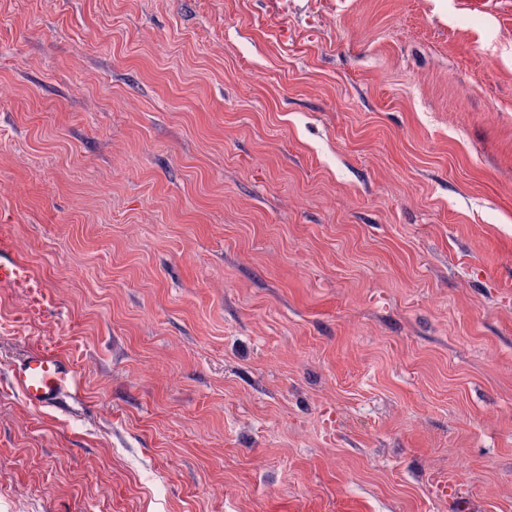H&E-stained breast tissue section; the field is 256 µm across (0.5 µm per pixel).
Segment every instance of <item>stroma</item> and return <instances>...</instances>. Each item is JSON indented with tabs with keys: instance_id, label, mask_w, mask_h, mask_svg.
Wrapping results in <instances>:
<instances>
[{
	"instance_id": "1",
	"label": "stroma",
	"mask_w": 512,
	"mask_h": 512,
	"mask_svg": "<svg viewBox=\"0 0 512 512\" xmlns=\"http://www.w3.org/2000/svg\"><path fill=\"white\" fill-rule=\"evenodd\" d=\"M0 84V512H512V0H0ZM0 286L7 288H30L29 295L41 306L48 300V295L41 285L31 278L20 275V266L14 260H4L0 256ZM75 363L56 351L32 350L13 370L16 388L34 406H50L58 402L65 386L73 379Z\"/></svg>"
}]
</instances>
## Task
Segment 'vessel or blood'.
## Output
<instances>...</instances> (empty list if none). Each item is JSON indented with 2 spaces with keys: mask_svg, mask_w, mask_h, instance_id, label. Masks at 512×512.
<instances>
[{
  "mask_svg": "<svg viewBox=\"0 0 512 512\" xmlns=\"http://www.w3.org/2000/svg\"><path fill=\"white\" fill-rule=\"evenodd\" d=\"M0 286L28 289L32 299L45 302L48 295L37 281L21 276L17 262L0 257ZM74 362L46 348L32 350L13 371L16 388L35 406L56 404L62 390L73 379Z\"/></svg>",
  "mask_w": 512,
  "mask_h": 512,
  "instance_id": "vessel-or-blood-1",
  "label": "vessel or blood"
}]
</instances>
